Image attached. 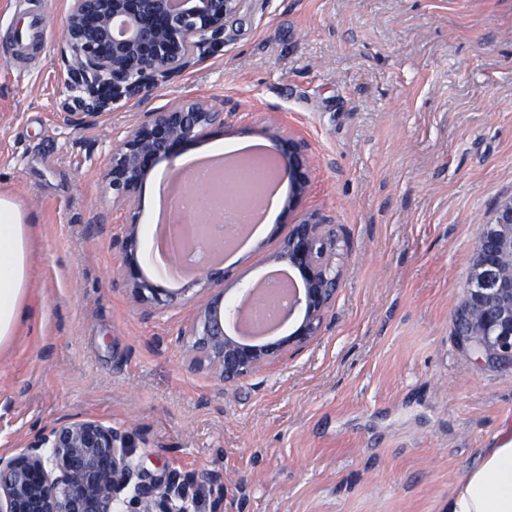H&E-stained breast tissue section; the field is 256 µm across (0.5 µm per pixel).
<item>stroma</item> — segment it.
Returning <instances> with one entry per match:
<instances>
[{
	"instance_id": "1",
	"label": "stroma",
	"mask_w": 512,
	"mask_h": 512,
	"mask_svg": "<svg viewBox=\"0 0 512 512\" xmlns=\"http://www.w3.org/2000/svg\"><path fill=\"white\" fill-rule=\"evenodd\" d=\"M66 0H0V196L30 226L25 316L0 352V452L67 415L129 432L144 481L196 512H442L512 433V369L460 348L473 242L512 197V0H246L224 44L88 125L60 48ZM187 97L224 114L192 145L305 140L296 210L224 268L238 297L299 214L329 218L341 284L323 330L243 382L191 371L185 332L212 297L185 275L145 314L118 281L129 210L104 193L114 143Z\"/></svg>"
}]
</instances>
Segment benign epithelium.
Here are the masks:
<instances>
[{
  "instance_id": "1",
  "label": "benign epithelium",
  "mask_w": 512,
  "mask_h": 512,
  "mask_svg": "<svg viewBox=\"0 0 512 512\" xmlns=\"http://www.w3.org/2000/svg\"><path fill=\"white\" fill-rule=\"evenodd\" d=\"M244 0H68L63 26L64 61L69 75L87 82L108 76L105 89L93 91L72 122L90 124L113 100L164 86L197 60L224 45V32ZM126 24L113 36V22ZM224 113L203 99H186L162 110L142 113L113 147L104 188L115 201H136L144 179L162 157L194 143ZM307 144L288 139V155L276 158L288 174L298 205L308 178ZM137 220L126 225L120 243L118 274L132 301L147 313L173 301L164 288L142 279L135 262ZM336 225L304 213L284 240L276 259L302 275L305 303L299 328L277 342L254 344L225 330L226 312L216 296L191 322L189 368L214 370L222 384H234L263 370L288 348H299L322 332L326 310L336 298L339 276ZM472 275L463 289L455 318L459 345L492 368L512 367V198L502 202L473 243ZM197 284H215L224 271L206 262L197 267ZM131 490V495L121 494ZM190 512L188 497L175 478L145 482L134 462L129 435L99 420L67 417L37 431L26 446L0 453V512Z\"/></svg>"
}]
</instances>
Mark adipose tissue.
<instances>
[{"mask_svg":"<svg viewBox=\"0 0 512 512\" xmlns=\"http://www.w3.org/2000/svg\"><path fill=\"white\" fill-rule=\"evenodd\" d=\"M29 285L28 228L0 196V349L15 334ZM444 512H512V439L489 449L448 495Z\"/></svg>","mask_w":512,"mask_h":512,"instance_id":"adipose-tissue-1","label":"adipose tissue"}]
</instances>
